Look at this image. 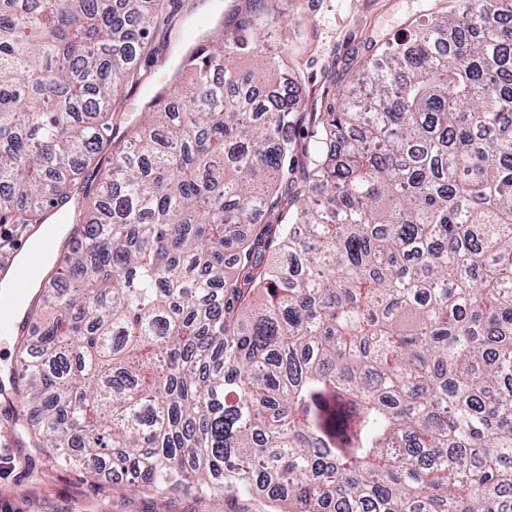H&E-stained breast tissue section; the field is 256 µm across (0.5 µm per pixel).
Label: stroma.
Masks as SVG:
<instances>
[{"mask_svg": "<svg viewBox=\"0 0 512 512\" xmlns=\"http://www.w3.org/2000/svg\"><path fill=\"white\" fill-rule=\"evenodd\" d=\"M432 0H263L267 25L258 33L268 55L298 69L301 109L319 111L326 94L347 86L353 57L403 35ZM249 14L248 0H179L170 26L155 31L157 53L141 56L140 84L117 102L118 134L140 124L147 105L172 81H187L181 60L218 36L238 33ZM0 512H272L266 497L230 495L195 499L132 492L121 480L92 481L80 469L53 465L42 453L23 447L15 423L0 419Z\"/></svg>", "mask_w": 512, "mask_h": 512, "instance_id": "obj_1", "label": "stroma"}]
</instances>
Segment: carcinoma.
<instances>
[{"instance_id":"1","label":"carcinoma","mask_w":512,"mask_h":512,"mask_svg":"<svg viewBox=\"0 0 512 512\" xmlns=\"http://www.w3.org/2000/svg\"><path fill=\"white\" fill-rule=\"evenodd\" d=\"M164 4L0 0V224L77 239L26 443L157 495L512 512V0H435L312 148L251 20L117 143Z\"/></svg>"}]
</instances>
